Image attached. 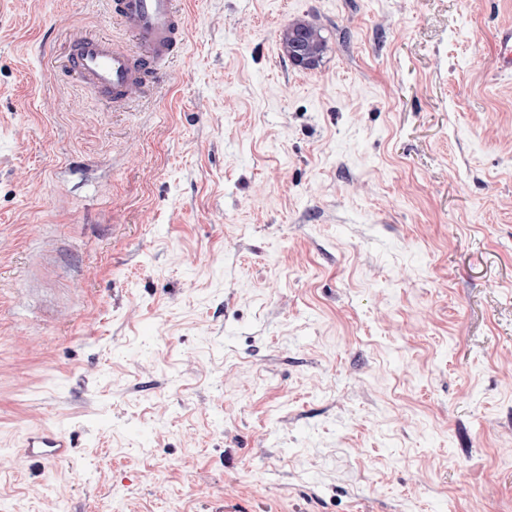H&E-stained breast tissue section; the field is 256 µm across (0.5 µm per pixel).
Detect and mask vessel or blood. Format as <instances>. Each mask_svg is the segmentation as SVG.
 Masks as SVG:
<instances>
[{
  "instance_id": "1",
  "label": "vessel or blood",
  "mask_w": 512,
  "mask_h": 512,
  "mask_svg": "<svg viewBox=\"0 0 512 512\" xmlns=\"http://www.w3.org/2000/svg\"><path fill=\"white\" fill-rule=\"evenodd\" d=\"M107 5L113 19L134 38V48L105 36H74L68 42V62L90 89L120 107L162 75L185 40L187 17L177 0H107ZM494 62L499 70L512 69L511 27L497 35ZM20 446L28 457L49 466L70 455L73 441L57 429L29 428Z\"/></svg>"
}]
</instances>
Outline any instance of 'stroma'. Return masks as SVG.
<instances>
[{
  "mask_svg": "<svg viewBox=\"0 0 512 512\" xmlns=\"http://www.w3.org/2000/svg\"><path fill=\"white\" fill-rule=\"evenodd\" d=\"M180 5L115 112L0 0V512H512V0ZM281 40L291 62L303 69H314L319 65L327 49L326 39L311 23L299 22L288 26ZM494 62L499 70L508 71L512 68L511 27L501 29L497 35ZM20 447L28 457L42 463L43 466H50L67 458L74 444L65 432L44 427L27 428L22 435Z\"/></svg>",
  "mask_w": 512,
  "mask_h": 512,
  "instance_id": "35a3bbf8",
  "label": "stroma"
}]
</instances>
